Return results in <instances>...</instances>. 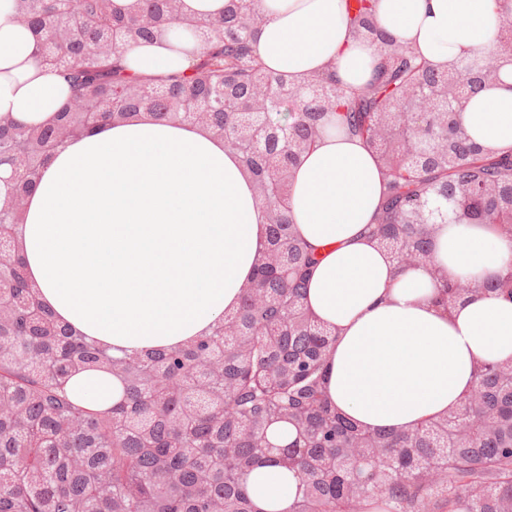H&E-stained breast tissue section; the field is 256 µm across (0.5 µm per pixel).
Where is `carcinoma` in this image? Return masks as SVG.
<instances>
[{
    "label": "carcinoma",
    "mask_w": 512,
    "mask_h": 512,
    "mask_svg": "<svg viewBox=\"0 0 512 512\" xmlns=\"http://www.w3.org/2000/svg\"><path fill=\"white\" fill-rule=\"evenodd\" d=\"M128 13L112 0H17L46 63L61 69L69 103L38 139L0 120V164L17 169L14 196L26 195L47 157L70 136L101 123L148 117L182 119L203 105L205 128L224 139L252 178L264 210L268 246L240 307L212 333L177 349L116 358L85 341L46 307L21 260L0 272V512H258L246 480L259 464L296 472L288 512H512V364H481L472 390L448 415L413 432H375L353 424L324 392L332 332L306 311L304 283L315 255L293 232L287 182L302 153L329 130L363 139L383 167L387 191L373 234L397 267L426 265L430 225L409 215L435 186L455 187L459 219L493 224L512 236V155L491 156L446 127L461 115L432 112L439 154L415 162L399 155L413 135L398 120L389 140L373 124L393 102H407L414 84L436 97L462 96L486 80L505 57L512 7L502 8L484 65L447 82L409 47L382 31L374 0H354L351 23L376 43L382 60L372 82L354 90L332 75L310 84L339 87L331 103H302L295 87L265 69L244 33L256 0H230L222 18L183 19L174 0H138ZM201 34L204 51L182 76L136 77L120 46L150 41L174 25ZM268 92L269 120L258 131L259 152L239 138L240 119L256 86ZM19 212L0 209V234L16 235ZM433 302L443 314L455 303L493 290L512 299V266L491 283L456 278L432 266ZM89 368L121 379L123 398L106 410L75 404L65 382ZM287 423L294 441L277 447L271 427Z\"/></svg>",
    "instance_id": "carcinoma-1"
}]
</instances>
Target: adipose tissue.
Returning a JSON list of instances; mask_svg holds the SVG:
<instances>
[{"label":"adipose tissue","instance_id":"adipose-tissue-1","mask_svg":"<svg viewBox=\"0 0 512 512\" xmlns=\"http://www.w3.org/2000/svg\"><path fill=\"white\" fill-rule=\"evenodd\" d=\"M14 0H0V115L49 123L69 96L45 64ZM348 0H259L262 64L300 81L333 70L356 89L374 77L380 48L355 37ZM378 25L436 67L482 54L498 29L499 0H375ZM200 45L174 29L125 47L142 77L188 72ZM466 133L493 155L512 154V64L475 95ZM384 184L362 141L328 131L302 159L288 209L317 264L305 307L336 334L325 395L371 431H411L446 415L483 363L512 362V301L482 293L444 315L426 269L398 272L370 233ZM433 264L486 279L512 264V238L491 224H437ZM28 277L56 316L112 354L175 347L237 308L266 245L264 218L236 154L188 123L103 126L52 154L20 227ZM69 395L100 410L123 395L97 370ZM298 479L260 467L248 490L260 512H286Z\"/></svg>","mask_w":512,"mask_h":512}]
</instances>
